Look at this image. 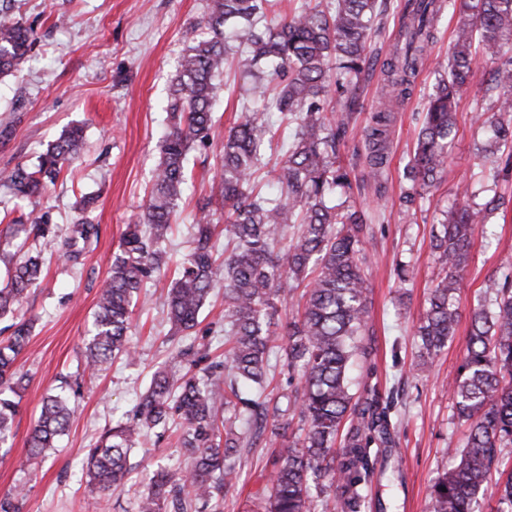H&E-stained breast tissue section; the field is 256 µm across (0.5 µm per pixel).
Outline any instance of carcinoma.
I'll return each mask as SVG.
<instances>
[{
	"mask_svg": "<svg viewBox=\"0 0 512 512\" xmlns=\"http://www.w3.org/2000/svg\"><path fill=\"white\" fill-rule=\"evenodd\" d=\"M269 0H209L208 37L190 46L172 81L165 111L169 126L141 220L128 226L96 303V317L85 357L95 369L127 348L132 303L156 273L176 262L167 297L173 334L189 335L212 295L224 297V361L202 374L175 382L163 371L152 376L133 413L107 429L86 456V482L100 496L125 486L128 457L135 445L176 424L179 445L190 467L177 473L155 471L140 492L138 512H223L224 495L236 489L243 455L257 440L275 444L286 438L288 417L298 418L300 434L279 451L263 490L267 512H317L333 496L336 512H386L369 495L372 457H387L396 447L399 395L382 393L375 368L354 376L357 360H368L375 339L366 335L368 283L362 265L370 225L366 212L336 200L351 188L337 138L348 127L356 86L368 62L367 43L380 29L377 0H329L326 8L306 6L276 22L263 21ZM458 13L449 56L437 70L413 159L405 176L413 193L433 185L448 165L456 130L457 95L473 76L474 53L499 58L512 43V0H406L399 36L382 63L384 94L373 125L365 130L366 163L376 176L387 162L393 100L410 95L435 41V25L447 12ZM243 32L237 67L245 74L258 65L267 82L253 89L266 101L243 113L224 134L215 179L221 208L210 198L197 207L190 247L173 260L163 244L173 233L179 204L188 189L189 153L211 139L215 79L229 63L225 30ZM33 30L0 17V76L10 74L33 46ZM337 94L342 108L330 107ZM276 112L290 129L288 150L272 169L276 192L258 190L256 173L279 144ZM495 153L512 161V99L485 120ZM84 129L73 126L48 145L36 169L16 166L7 176L16 197L44 190L63 168L80 157ZM480 212L464 205L450 213L435 236L440 268L416 335L419 365L432 366L456 333L457 290L468 260ZM224 223L222 251L217 226ZM298 225L284 246L283 232ZM13 234L48 238L49 215L12 225ZM99 225L71 226L58 244L60 257L78 262V242L98 237ZM1 253L7 279L0 283V320L14 331L0 342V447L12 437L26 374L17 366L26 348L31 321L19 314L29 288L42 277L40 251ZM307 288L303 314L284 322L277 299L283 288ZM490 305L471 316L462 362L448 382L459 418L470 422L463 445L451 449L455 464L438 472L432 487V512H479L481 493L491 473L502 486L498 512H512V467L503 452L512 447V276L485 284ZM285 357L288 380L285 407L269 412L262 393L270 385L268 357ZM74 413L66 388L46 396L28 439L22 464L56 447ZM23 495H0V512H21Z\"/></svg>",
	"mask_w": 512,
	"mask_h": 512,
	"instance_id": "obj_1",
	"label": "carcinoma"
}]
</instances>
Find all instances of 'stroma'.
Returning a JSON list of instances; mask_svg holds the SVG:
<instances>
[{"mask_svg": "<svg viewBox=\"0 0 512 512\" xmlns=\"http://www.w3.org/2000/svg\"><path fill=\"white\" fill-rule=\"evenodd\" d=\"M403 3L383 0L385 28L369 43L370 63L358 79L357 103L339 156L351 171L347 201L366 211L373 227L367 250L368 326L377 338L378 377L383 387L398 388L401 402L399 445L388 457L384 474L373 481L371 496L382 499L391 512H431L437 469L454 466L449 451L461 446L469 429L455 415L446 382L462 360L483 286L512 271V206L486 216V232L475 233L457 293L455 337L432 369L424 371L418 365L416 331L438 271L432 232L455 207H481L496 191L512 194V180H492L498 161L484 154L489 131L476 120L478 114L496 113L500 99L512 97V88H489L487 78L497 64L475 57V76L458 99L448 167L435 186L406 205L410 183L404 172L435 81L434 59L446 55L456 24L443 15L431 59L393 114L388 162L377 177H369L362 131L372 123L383 85L381 65L398 33ZM207 7L208 0H0V14L32 27L35 37L18 70L0 77V125H12L9 139L0 140V249L12 238L7 229L12 220L45 212L57 239H64L80 217L78 202L89 195L96 199L89 217L99 226L80 265L66 266L55 255H46L43 277L22 306L33 322L20 357L28 381L13 425L12 448L0 455V493L23 487V512H137V498L152 466L179 470L188 464L177 434L168 432L131 451L132 483L105 497L102 508H95L80 480L88 448L105 427L130 413L153 373L166 369L183 374L178 350L192 344L209 360L224 357L223 296L211 297L202 308L196 340L171 336L166 301L173 276L168 273L148 283L145 299L133 310V357H116L94 374L84 370L98 292L127 225L142 214L168 127L164 105L172 79L187 48L206 33L202 20ZM250 86V79L233 65L220 79L211 146L189 157V189L166 244L169 253L181 255L189 249L196 204L213 192L225 130L244 109L261 104ZM74 124L85 127L81 157L41 194L14 198L6 175L19 165L35 168L48 143ZM400 263L409 268L404 282L395 277ZM65 379L80 386L69 427L55 450L24 464L41 401ZM272 453L259 444L245 456L238 488L225 497L224 512H265L262 489L272 471Z\"/></svg>", "mask_w": 512, "mask_h": 512, "instance_id": "1", "label": "stroma"}]
</instances>
